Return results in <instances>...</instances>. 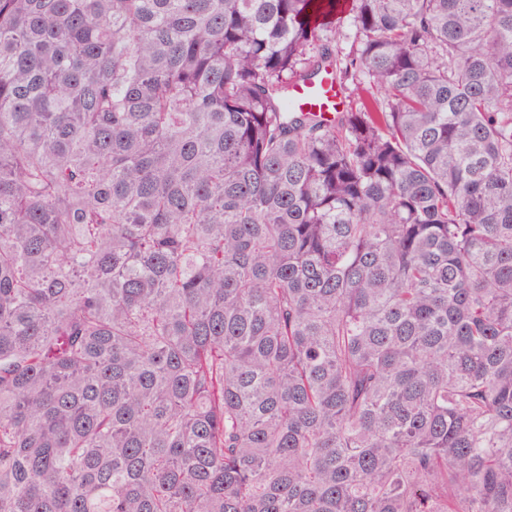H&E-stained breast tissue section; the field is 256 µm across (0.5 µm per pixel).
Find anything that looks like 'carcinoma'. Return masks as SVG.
Listing matches in <instances>:
<instances>
[{"label": "carcinoma", "instance_id": "1", "mask_svg": "<svg viewBox=\"0 0 512 512\" xmlns=\"http://www.w3.org/2000/svg\"><path fill=\"white\" fill-rule=\"evenodd\" d=\"M0 512H512V0H0ZM290 106L300 110L326 112L327 116L342 106L336 84L329 73H324L312 84H299L292 88L289 96Z\"/></svg>", "mask_w": 512, "mask_h": 512}]
</instances>
